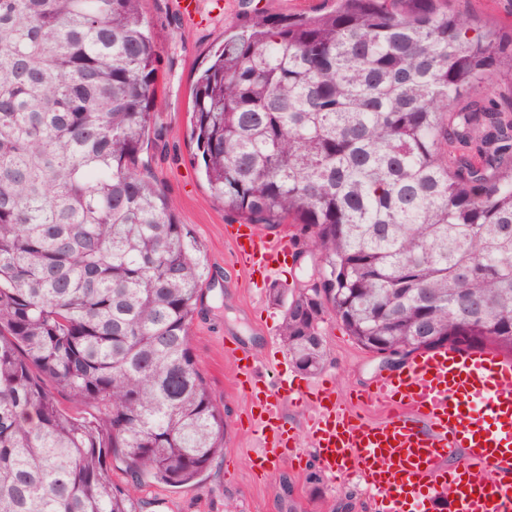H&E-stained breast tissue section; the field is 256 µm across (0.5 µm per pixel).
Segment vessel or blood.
I'll list each match as a JSON object with an SVG mask.
<instances>
[{
	"mask_svg": "<svg viewBox=\"0 0 512 512\" xmlns=\"http://www.w3.org/2000/svg\"><path fill=\"white\" fill-rule=\"evenodd\" d=\"M227 235L249 277H272L287 256L285 242L259 237L251 225H229ZM235 363L248 425L262 443L250 469L267 474L296 460L299 436L283 418L294 403L314 413L320 470L359 473L378 494V512H512L511 359L465 348L422 352L346 402L322 383L301 390L284 376L268 380L249 353ZM364 404L386 408V418L364 423L356 413ZM457 448L464 460L443 467Z\"/></svg>",
	"mask_w": 512,
	"mask_h": 512,
	"instance_id": "1",
	"label": "vessel or blood"
}]
</instances>
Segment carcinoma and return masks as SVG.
<instances>
[{"mask_svg":"<svg viewBox=\"0 0 512 512\" xmlns=\"http://www.w3.org/2000/svg\"><path fill=\"white\" fill-rule=\"evenodd\" d=\"M473 29L448 0L255 14L196 82L211 195L319 259L312 299L270 289L298 370L328 318L369 350L512 355V113L475 96L512 26ZM158 72L144 0H0V512H137L224 454L190 339L206 264L143 175Z\"/></svg>","mask_w":512,"mask_h":512,"instance_id":"obj_1","label":"carcinoma"}]
</instances>
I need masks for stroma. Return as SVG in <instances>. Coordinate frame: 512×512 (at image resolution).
I'll use <instances>...</instances> for the list:
<instances>
[{
	"instance_id": "obj_1",
	"label": "stroma",
	"mask_w": 512,
	"mask_h": 512,
	"mask_svg": "<svg viewBox=\"0 0 512 512\" xmlns=\"http://www.w3.org/2000/svg\"><path fill=\"white\" fill-rule=\"evenodd\" d=\"M334 0H199L195 17H187L179 0H147L146 17L154 32L161 64L158 96L164 105L157 122L166 130L165 147L156 149L152 174L176 204L180 223L196 238L209 268L192 325L191 344L201 373L216 399L226 406V449L212 462L201 482L182 488L150 487L139 497L138 512H281L280 473H288L298 512H328L338 501L352 503L354 512H373L370 494L352 475L320 478L317 498H310L306 479L318 469L316 450L307 435L311 412L289 405L284 420L301 434L299 462L281 472L264 474L246 467L260 449L246 423V402L235 386L232 347L241 346L266 374L280 369L289 356L278 336L283 309L273 304L268 288L252 284L241 270L225 234L228 223L197 171L186 130L194 84L224 42V33L253 10L284 16L330 9ZM450 8L473 15L479 24L512 25V0H448ZM327 352L323 369L305 375L289 368L303 385L333 384L338 397L368 386L380 374V361L355 344L333 320L322 326Z\"/></svg>"
}]
</instances>
